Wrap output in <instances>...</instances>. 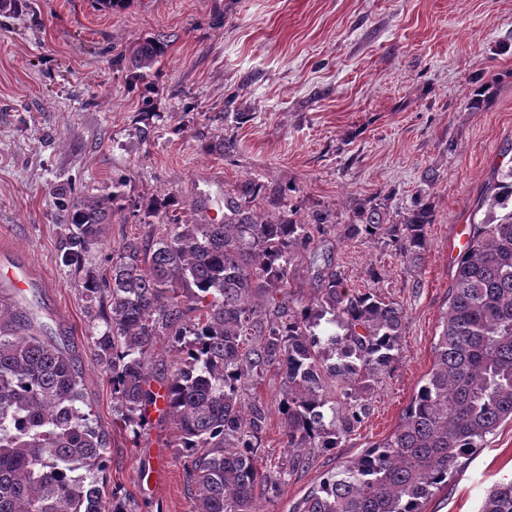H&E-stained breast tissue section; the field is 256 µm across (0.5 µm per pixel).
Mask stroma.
I'll return each mask as SVG.
<instances>
[{
    "label": "stroma",
    "instance_id": "obj_1",
    "mask_svg": "<svg viewBox=\"0 0 512 512\" xmlns=\"http://www.w3.org/2000/svg\"><path fill=\"white\" fill-rule=\"evenodd\" d=\"M156 35L164 54L132 67L133 49ZM227 142L233 151H222ZM511 165L512 0H128L109 11L95 0H27L0 14V296L12 293L6 275L28 271L20 305L81 365V407L110 437L97 478L127 512L192 510L173 419L124 425L109 372L90 359L110 302L87 283L126 239H150L152 201L220 219L225 197L255 182L257 210L287 208L309 227L288 273L293 309L316 295L314 276L330 261L349 287L405 312L398 359L362 423L256 498L266 512H291L398 426L432 364L459 239ZM61 188L121 194L102 246L78 269L62 260ZM418 199L432 214L418 259L386 238L344 233L359 206H381L392 224ZM280 389L273 370L258 383L266 464L288 456ZM510 480L506 422L427 512H480L487 490Z\"/></svg>",
    "mask_w": 512,
    "mask_h": 512
}]
</instances>
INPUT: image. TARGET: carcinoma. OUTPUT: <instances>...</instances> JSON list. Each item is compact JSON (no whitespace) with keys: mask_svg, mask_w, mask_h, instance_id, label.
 <instances>
[{"mask_svg":"<svg viewBox=\"0 0 512 512\" xmlns=\"http://www.w3.org/2000/svg\"><path fill=\"white\" fill-rule=\"evenodd\" d=\"M161 49L159 39L144 40L136 66H150ZM256 194L249 182L240 199H225L220 224L190 220L162 200L154 207L156 238L123 243L87 288L110 297L92 359L112 372L124 423H141L159 401L175 420L192 512H256V488L268 481L256 451L267 408L254 388L268 371L282 378L286 473L320 448L340 447L361 423L404 329L399 304L349 288L331 265L316 274L317 296L287 312L277 294L294 250L310 239L308 225L286 211L275 220L257 212ZM108 203L65 199L66 264L80 265L100 244ZM482 204L485 217L472 224L457 260L432 366L400 423L323 477L292 512H426L460 459L512 421V168L499 173ZM430 223L424 205L398 224L361 206L345 234L388 235L401 253L415 254ZM161 338L183 357L158 394L146 355ZM81 384L76 362L32 316L0 298V512H126L116 499L107 505L97 479L109 438L82 411ZM480 512H512V481L491 486Z\"/></svg>","mask_w":512,"mask_h":512,"instance_id":"carcinoma-1","label":"carcinoma"}]
</instances>
